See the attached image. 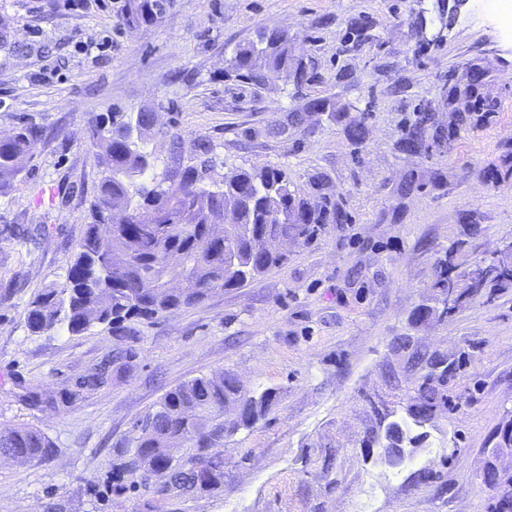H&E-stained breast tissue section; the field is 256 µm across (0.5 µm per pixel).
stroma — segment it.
Here are the masks:
<instances>
[{
  "label": "stroma",
  "mask_w": 512,
  "mask_h": 512,
  "mask_svg": "<svg viewBox=\"0 0 512 512\" xmlns=\"http://www.w3.org/2000/svg\"><path fill=\"white\" fill-rule=\"evenodd\" d=\"M487 0H166L158 21L128 26L129 0H0V136L36 125L43 136L10 191L0 225V430L27 427L47 457L0 462V512H503L485 487L490 437L512 423V288L481 293L447 318L436 261L459 243L469 260L512 239V24ZM449 18L440 41L419 19ZM281 28L309 60L303 91L280 78L263 90L225 79L224 49ZM109 37L95 59L78 41ZM470 87L472 117L447 146H400L415 112L447 126L448 91ZM330 97L335 116L307 111ZM142 107L176 127L185 148L150 141L157 170L212 159L206 186L226 172L268 165L304 192L317 175L349 215L263 278L201 304L133 322L131 332L66 327L35 334L28 304L61 287L101 178L88 141L93 118ZM301 125L278 136L287 113ZM364 124L354 144L351 126ZM136 353L128 374L73 406L67 384L107 355ZM443 356L452 373L428 379ZM231 370L251 393L273 390L266 416L224 439V484L161 497L113 489L112 461L136 422L170 388ZM438 403L414 462L385 465L368 437L378 409L405 416L424 380ZM38 391L33 404L30 391ZM456 457H449V449Z\"/></svg>",
  "instance_id": "35a3bbf8"
}]
</instances>
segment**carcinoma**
Returning a JSON list of instances; mask_svg holds the SVG:
<instances>
[{
  "label": "carcinoma",
  "instance_id": "carcinoma-1",
  "mask_svg": "<svg viewBox=\"0 0 512 512\" xmlns=\"http://www.w3.org/2000/svg\"><path fill=\"white\" fill-rule=\"evenodd\" d=\"M165 0H130L126 22L134 26L156 20ZM281 73L301 86L310 81L308 63L298 57L286 32L263 28L257 38L240 42L231 51L226 76L255 89L267 87L269 75ZM471 90L452 102L455 127L435 126L432 116L419 112L404 125L401 144L408 151L443 146L448 135L466 125ZM138 135L130 136V128ZM155 132L154 112H113L94 120L88 140L103 177L90 203L89 222L79 242L66 282L41 292L29 305L27 325L33 333L62 325L79 335L95 325L116 329L135 318H153L193 307L216 291L239 287L282 266L288 253L269 246L270 240L311 241L324 224L347 221L336 200L324 192L326 180L316 177L312 191L301 192L277 167L256 166L224 175L214 189L201 184L198 169L187 166L179 176L154 173L155 154L148 137ZM42 131L31 125L0 139V195L6 194L23 171ZM452 246L439 263L433 288L448 286V270L461 269L460 294L484 289L512 288V255L488 260L493 273L470 285V263L457 257ZM107 259L104 275L92 262ZM135 352L126 349L87 371L61 394L70 406L107 385L132 367ZM439 391L424 383L409 416L389 422L401 426L414 441L421 437L427 412ZM274 400L265 389L246 396L231 371L195 377L168 390L152 411L138 420L140 435L123 444L113 463L116 474L129 473L134 483L158 496L212 491L224 484V437L262 419ZM192 453L170 463L173 438ZM51 444L40 432L26 427L0 431V459L25 464L48 454Z\"/></svg>",
  "mask_w": 512,
  "mask_h": 512
}]
</instances>
